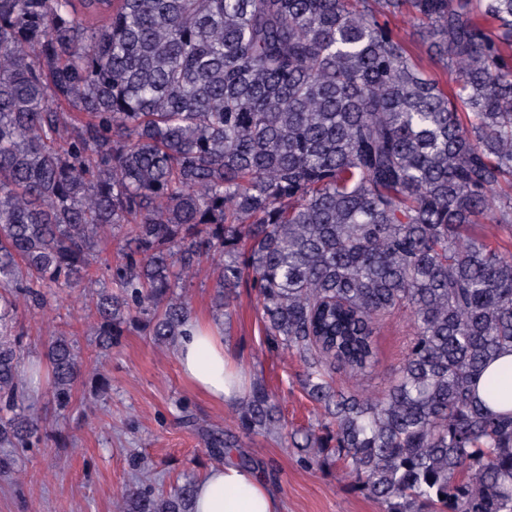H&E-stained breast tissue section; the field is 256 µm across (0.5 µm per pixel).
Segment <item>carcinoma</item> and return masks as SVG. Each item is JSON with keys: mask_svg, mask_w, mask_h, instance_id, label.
<instances>
[{"mask_svg": "<svg viewBox=\"0 0 512 512\" xmlns=\"http://www.w3.org/2000/svg\"><path fill=\"white\" fill-rule=\"evenodd\" d=\"M413 21L441 80L390 25ZM487 220L502 233L493 244ZM216 305L256 293L271 348L302 364L320 429L289 432L383 512H512V411L474 381L512 351V0H0V474L50 437L26 402L19 302L93 301L96 347L144 324L173 345L186 277ZM413 331L379 392L384 317ZM52 400L84 375L40 341ZM286 426L261 384L208 456ZM196 481L142 484L121 512H193Z\"/></svg>", "mask_w": 512, "mask_h": 512, "instance_id": "cac0c4a2", "label": "carcinoma"}]
</instances>
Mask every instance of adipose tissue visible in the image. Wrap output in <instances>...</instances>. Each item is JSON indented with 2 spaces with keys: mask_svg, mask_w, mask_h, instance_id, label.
<instances>
[{
  "mask_svg": "<svg viewBox=\"0 0 512 512\" xmlns=\"http://www.w3.org/2000/svg\"><path fill=\"white\" fill-rule=\"evenodd\" d=\"M174 351L184 376L210 399L224 403L244 396V377L224 352L219 326L195 321ZM194 512H281V507L260 476L229 463L210 468L197 482Z\"/></svg>",
  "mask_w": 512,
  "mask_h": 512,
  "instance_id": "ef3b65f1",
  "label": "adipose tissue"
}]
</instances>
